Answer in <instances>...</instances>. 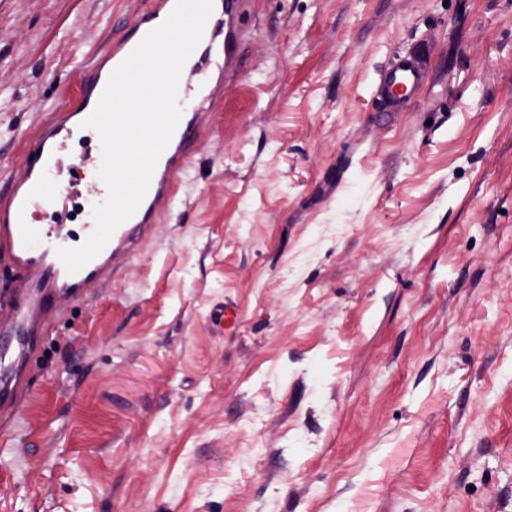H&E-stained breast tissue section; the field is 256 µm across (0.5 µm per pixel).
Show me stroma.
<instances>
[{
  "label": "stroma",
  "mask_w": 512,
  "mask_h": 512,
  "mask_svg": "<svg viewBox=\"0 0 512 512\" xmlns=\"http://www.w3.org/2000/svg\"><path fill=\"white\" fill-rule=\"evenodd\" d=\"M140 2L0 0V191ZM243 29L174 208L59 300L0 512H512V0H253ZM427 64L419 54L399 53L378 75L377 94L387 109L403 108L424 83Z\"/></svg>",
  "instance_id": "stroma-1"
}]
</instances>
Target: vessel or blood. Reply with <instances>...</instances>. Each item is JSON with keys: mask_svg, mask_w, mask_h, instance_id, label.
<instances>
[{"mask_svg": "<svg viewBox=\"0 0 512 512\" xmlns=\"http://www.w3.org/2000/svg\"><path fill=\"white\" fill-rule=\"evenodd\" d=\"M247 2L214 0L203 36L191 54V66L181 73L178 83V105L195 104V111L184 109L135 214L77 271H69L57 254L58 249L72 245L64 225L36 224L32 217L51 204L65 202L85 186L92 200L106 202L109 190L99 175L101 150L78 156L74 166L83 175L65 184L54 178L58 157L96 107L112 71L169 17L176 0H143L136 16L114 35L111 48L81 69L80 91L72 106L48 113L37 135L27 142L26 179L0 192V261L13 274L9 287L0 290V335L16 339L15 346L0 348L1 412H12L27 390L21 364L46 339L57 317V296H78L87 281L106 283L117 278L150 238L159 217L172 209L179 191L172 172L189 164L202 131L200 110L208 100V86L223 83L225 72L240 67V22ZM426 73L427 64L419 54H397L378 75L380 100L386 108H403L422 87Z\"/></svg>", "mask_w": 512, "mask_h": 512, "instance_id": "vessel-or-blood-1", "label": "vessel or blood"}]
</instances>
